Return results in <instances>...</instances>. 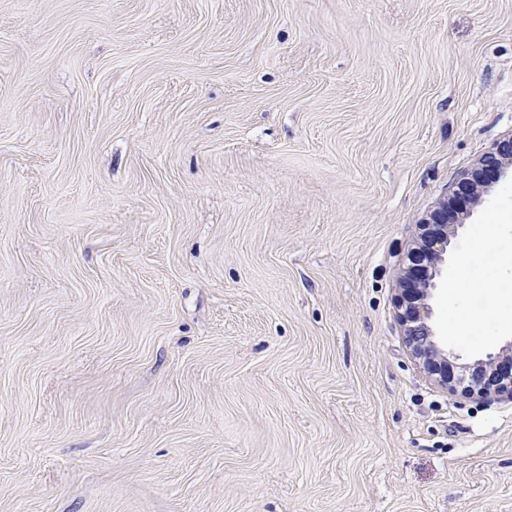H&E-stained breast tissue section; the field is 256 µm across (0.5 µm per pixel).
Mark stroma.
Returning <instances> with one entry per match:
<instances>
[{
    "label": "stroma",
    "mask_w": 512,
    "mask_h": 512,
    "mask_svg": "<svg viewBox=\"0 0 512 512\" xmlns=\"http://www.w3.org/2000/svg\"><path fill=\"white\" fill-rule=\"evenodd\" d=\"M512 0H0V512H512V402L410 354L493 275ZM512 159V134L497 142L489 151L480 157L474 170L464 177L458 186L456 196L464 199L475 193L488 180V176L499 173L502 160ZM447 223L448 209L443 206L418 224L415 246L408 252L409 263L400 276V281L405 279L408 286L400 288L396 299L398 322L413 357L435 384L451 395L512 401L511 343L497 353H489L473 361L468 367L471 369L470 384L460 387L448 354L436 345L427 325L430 314L425 302L428 290L435 286L439 263L456 234V224Z\"/></svg>",
    "instance_id": "1"
}]
</instances>
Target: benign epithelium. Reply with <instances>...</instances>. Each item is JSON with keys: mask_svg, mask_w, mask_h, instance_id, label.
<instances>
[{"mask_svg": "<svg viewBox=\"0 0 512 512\" xmlns=\"http://www.w3.org/2000/svg\"><path fill=\"white\" fill-rule=\"evenodd\" d=\"M505 158L512 159V134L480 157L474 170L460 181L456 196L463 199L475 193L488 177L499 173ZM455 234V225L448 223L446 204L418 224L415 246L408 252V264L401 274L407 287L400 289L396 299L398 322L413 357L435 384L452 395L512 401V344L473 361L470 384L462 387L448 354L436 345L427 325L428 290L435 286L439 263Z\"/></svg>", "mask_w": 512, "mask_h": 512, "instance_id": "1", "label": "benign epithelium"}]
</instances>
